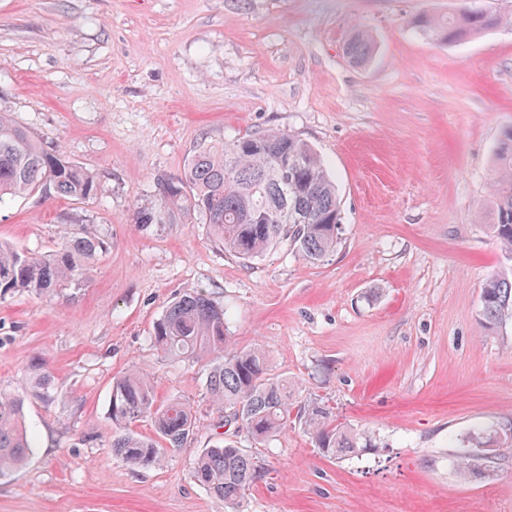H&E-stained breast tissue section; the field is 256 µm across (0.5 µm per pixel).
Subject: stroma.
I'll use <instances>...</instances> for the list:
<instances>
[{"label":"stroma","instance_id":"1","mask_svg":"<svg viewBox=\"0 0 512 512\" xmlns=\"http://www.w3.org/2000/svg\"><path fill=\"white\" fill-rule=\"evenodd\" d=\"M478 7L506 25L439 43L420 14ZM374 52L355 65L356 31ZM0 113L92 171L84 200L0 205V240L54 250L93 225L106 249L50 299H0V392L25 401L35 448L0 477V512H512V451L456 458L472 430L512 428V318L486 326L482 289L512 277L489 231L495 151L512 126V0H0ZM280 130L336 182L339 244L245 261L162 183L203 141ZM149 210L156 223L136 224ZM224 305L234 348L262 347L299 399L334 407L371 450L323 456L300 426L251 449L258 477L227 507L193 476L224 440L207 364L177 361L153 325L179 293ZM146 373L197 430L161 465L112 451V382Z\"/></svg>","mask_w":512,"mask_h":512}]
</instances>
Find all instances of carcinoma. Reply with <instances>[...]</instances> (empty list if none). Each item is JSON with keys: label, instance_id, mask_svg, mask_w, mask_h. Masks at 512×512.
<instances>
[{"label": "carcinoma", "instance_id": "cac0c4a2", "mask_svg": "<svg viewBox=\"0 0 512 512\" xmlns=\"http://www.w3.org/2000/svg\"><path fill=\"white\" fill-rule=\"evenodd\" d=\"M493 11L468 8L448 18L418 16L416 30L437 42H459L499 26ZM372 55L368 35L356 34L346 45L355 64ZM293 169L288 186L281 165ZM498 176L493 185L490 228L512 257V128L504 130L496 151ZM95 188V175L47 150L25 127L0 114V204L7 197L51 190L60 197L84 199ZM164 202L186 215H199L224 251L243 260L258 258L283 240L304 259L317 263L336 250L340 203L323 160L304 140L281 131L247 135L230 144H206L190 155L183 171L161 184ZM103 248L92 227L67 232L60 247L36 255L0 242V298L29 293L50 297L76 284ZM483 316L489 325L512 318V278L490 277L482 291ZM154 343L173 359H209L205 389L213 405L235 419L239 431L262 443L297 423L319 452L329 458L356 455L371 438L338 421L325 402L300 400L288 378L272 372L265 351L255 346L224 353L230 342L224 308L205 292L175 298L153 330ZM151 418L156 437L127 432L136 420ZM110 418L118 430L112 449L126 463H160L164 449L186 443L196 430L193 408L179 400L157 403L148 377L130 371L112 382ZM33 437L24 401L0 393V477L21 467L31 455ZM479 454L459 457V473L479 472ZM194 477L217 499L237 503L257 478L253 458L232 442L215 445L196 460Z\"/></svg>", "mask_w": 512, "mask_h": 512}]
</instances>
